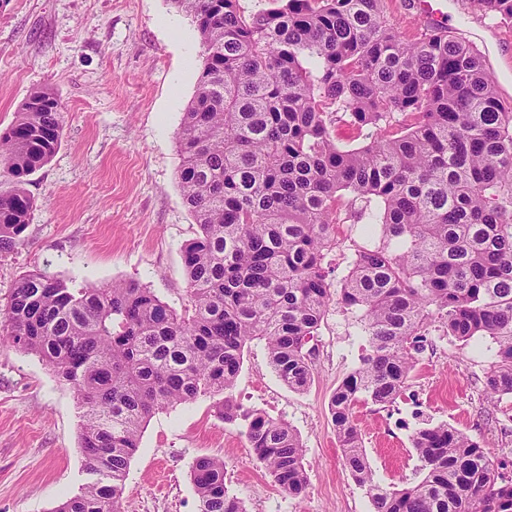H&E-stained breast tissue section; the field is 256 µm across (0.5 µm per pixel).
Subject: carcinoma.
<instances>
[{"instance_id": "cac0c4a2", "label": "carcinoma", "mask_w": 512, "mask_h": 512, "mask_svg": "<svg viewBox=\"0 0 512 512\" xmlns=\"http://www.w3.org/2000/svg\"><path fill=\"white\" fill-rule=\"evenodd\" d=\"M512 21V0H468ZM204 47L183 115L177 176L199 233L184 247L182 312L134 280L71 288L22 275L0 309V341L38 356L83 409L85 470L101 478L56 512H119L130 461L159 410L199 396L244 423L255 458L290 496L308 486L304 449L281 418L230 395L244 348L265 341L288 388L313 377V347L333 301L357 315L368 349L330 402L344 461L374 512H512V479L465 432L418 428L419 480L384 488L354 422L361 401L389 405L408 388L422 341L437 329L496 344L485 390L512 394V108L480 54L428 27L406 41L381 0H172ZM64 106L30 92L0 134V247L24 241L35 201L27 177L60 143ZM356 133L339 143L333 124ZM360 202L358 248L334 289L326 255L338 206ZM339 298H334V295ZM197 512H247L224 483V460L197 457Z\"/></svg>"}]
</instances>
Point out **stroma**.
Listing matches in <instances>:
<instances>
[{
    "mask_svg": "<svg viewBox=\"0 0 512 512\" xmlns=\"http://www.w3.org/2000/svg\"><path fill=\"white\" fill-rule=\"evenodd\" d=\"M404 39L428 23L411 0H383ZM448 26L488 62L512 105V22L446 0ZM191 16L171 0H0V132L30 91L51 88L65 107L60 144L30 176L36 200L23 242L0 250V306L19 277L40 269L73 288L135 280L175 309L188 303L183 250L198 233L177 177L178 134L202 68ZM353 207L342 211L330 279L347 273L357 248L373 247ZM313 381L290 390L264 342L243 352L232 393L244 407L284 419L305 448L309 485L288 496L256 461L245 429L217 417L201 396L157 412L131 460L120 512H196L191 466L224 461V480L247 512H373L343 459L329 411L341 381L359 367L367 338L355 314L332 305L314 341ZM495 345L432 334L408 389L391 405L359 403L355 422L374 478L414 483L411 437L422 423L454 426L478 440L512 478V395L488 402L484 380ZM73 391L33 354L0 343V512H55L90 479Z\"/></svg>",
    "mask_w": 512,
    "mask_h": 512,
    "instance_id": "obj_1",
    "label": "stroma"
}]
</instances>
